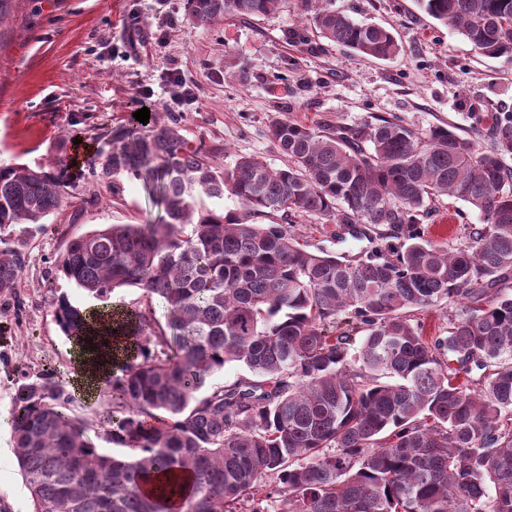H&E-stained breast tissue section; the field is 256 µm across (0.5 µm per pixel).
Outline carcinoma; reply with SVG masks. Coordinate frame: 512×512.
Wrapping results in <instances>:
<instances>
[{
  "mask_svg": "<svg viewBox=\"0 0 512 512\" xmlns=\"http://www.w3.org/2000/svg\"><path fill=\"white\" fill-rule=\"evenodd\" d=\"M285 0H186L210 24L277 12ZM328 42L387 60L399 46L329 0H302ZM483 55L512 58V0H416ZM111 132L88 175L127 173L155 186L168 220L107 224L70 237L57 274L107 302L117 288L150 307L97 318L62 295L54 315L76 349L112 361L98 384L111 407L94 423L130 450L101 453L67 413L60 385L16 382L10 431L32 512H512V113L492 145L397 118L312 127L276 115L269 136L288 164L254 156L226 168L150 116ZM73 163L0 165V295L18 287L30 225L68 197ZM447 196L479 214L450 246L421 227ZM229 198L224 211L198 203ZM325 216L374 246L356 260L300 240L279 212ZM448 335L415 315L441 301ZM251 373L209 379L228 363Z\"/></svg>",
  "mask_w": 512,
  "mask_h": 512,
  "instance_id": "carcinoma-1",
  "label": "carcinoma"
}]
</instances>
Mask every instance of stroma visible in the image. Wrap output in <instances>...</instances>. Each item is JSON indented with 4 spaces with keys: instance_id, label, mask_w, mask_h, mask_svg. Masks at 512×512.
Instances as JSON below:
<instances>
[{
    "instance_id": "obj_1",
    "label": "stroma",
    "mask_w": 512,
    "mask_h": 512,
    "mask_svg": "<svg viewBox=\"0 0 512 512\" xmlns=\"http://www.w3.org/2000/svg\"><path fill=\"white\" fill-rule=\"evenodd\" d=\"M332 9L374 22L395 36L399 53L366 58L318 36L300 0L249 20L193 21L186 0H12L0 25V163L46 164L73 158L78 143L101 147L111 130L146 108L176 119L184 138L213 149L224 166L257 156L285 158L268 121L359 127L397 117L419 132L453 126L489 141L491 116L512 112V60L480 55L451 26L414 0H331ZM299 30L302 40L290 37ZM191 96H184V87ZM73 202L33 227L29 259L14 294L0 296V507L31 512L7 420L21 374L70 385L71 341L52 300L84 308L89 297L57 275L65 237L101 224H158L165 212L143 181L75 180ZM423 224L435 241H463L477 212L436 198ZM309 243L354 260L370 244L327 218L278 213Z\"/></svg>"
}]
</instances>
